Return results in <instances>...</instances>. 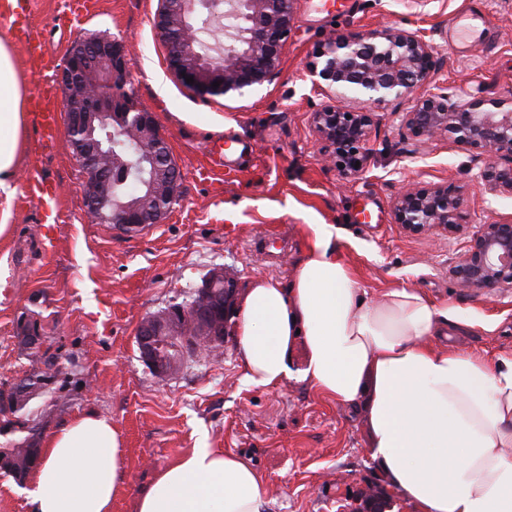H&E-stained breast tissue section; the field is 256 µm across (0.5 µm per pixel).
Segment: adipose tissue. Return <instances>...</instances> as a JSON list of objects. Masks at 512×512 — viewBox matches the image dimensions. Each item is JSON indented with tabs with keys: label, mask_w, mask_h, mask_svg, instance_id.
I'll return each mask as SVG.
<instances>
[{
	"label": "adipose tissue",
	"mask_w": 512,
	"mask_h": 512,
	"mask_svg": "<svg viewBox=\"0 0 512 512\" xmlns=\"http://www.w3.org/2000/svg\"><path fill=\"white\" fill-rule=\"evenodd\" d=\"M8 34H0V239L13 226L15 180L29 114ZM288 283L254 278L235 308L246 384L307 382L368 423L371 459L407 512H512V351L448 343L465 327L454 308L413 288L368 298L314 224ZM301 361H294V350ZM30 472L34 512H112L125 476L111 419L70 418L41 438ZM266 485L235 453L198 445L159 471L136 512H268Z\"/></svg>",
	"instance_id": "obj_1"
}]
</instances>
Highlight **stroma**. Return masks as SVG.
<instances>
[{"label": "stroma", "instance_id": "1", "mask_svg": "<svg viewBox=\"0 0 512 512\" xmlns=\"http://www.w3.org/2000/svg\"><path fill=\"white\" fill-rule=\"evenodd\" d=\"M159 0H19L13 54L27 90L58 86V74L79 38L100 33L127 54L137 102L154 113L180 170L177 200L164 223L129 234L86 217L85 175L67 138L38 140L30 113L27 145L13 205L7 286L0 290V380L40 367L25 345L36 327L59 358L58 391L34 402L52 431L74 415L111 418L123 438L124 486L112 512H135L138 492L155 474L199 444L249 460L268 486L270 512H362L366 489L386 494L387 512H405L370 459L363 415L291 379L266 390L243 382L232 336L223 347L188 358L160 377L140 357L136 335L148 314L185 300L215 267L236 290L266 276L288 281L305 255L309 227L333 224L336 244L363 288L379 298L392 288H417L493 331L458 333L454 347L493 355L512 350V293L469 296L449 266L468 237L412 236L393 216L408 186H463L471 223L512 222V196L488 194L478 178L484 158L448 140L414 147L392 116H383L364 171L342 176L324 160L312 114L330 99L307 72L314 51L337 33L388 27L417 30L438 50L434 79L472 99L512 90V0H350L339 15L322 0H294L293 31L272 83L244 96L204 99L166 66L153 19ZM477 39L466 48L458 25ZM43 44L28 56L22 32ZM250 143L240 171L215 166L226 140ZM55 182L56 203L41 207L37 179Z\"/></svg>", "mask_w": 512, "mask_h": 512}]
</instances>
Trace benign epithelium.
<instances>
[{
  "mask_svg": "<svg viewBox=\"0 0 512 512\" xmlns=\"http://www.w3.org/2000/svg\"><path fill=\"white\" fill-rule=\"evenodd\" d=\"M212 0H160L154 26L168 50V69L186 88L203 98L243 96L278 75L283 48L293 28V0H224L229 24L221 53L205 47L194 21ZM107 64L109 81L93 79L98 62ZM437 51L418 31L391 27L371 33L339 34L324 42L309 63L315 85L336 96L355 97L313 113L312 124L324 155L345 176L361 173L378 111L407 102L394 116L418 145L448 138L491 158L479 177L487 193L512 195V94L490 100L466 99L434 82ZM191 77L194 82H186ZM73 155L87 175L83 197L89 217H102L121 230L160 224L179 181L166 138L153 112L125 96L127 60L111 42L88 48L76 45L58 76ZM219 83L213 87V83ZM100 135L83 139V128ZM127 134L133 155L111 152L112 140ZM121 177H112V170ZM395 223L410 235L429 231L468 233L466 251L448 268L462 291L474 295L512 290V223L471 226L463 208L462 187L440 184L404 188L393 203ZM224 272L213 269L191 289L192 300L145 316L137 345L146 365L158 376L178 371L192 353L224 342V324L234 296Z\"/></svg>",
  "mask_w": 512,
  "mask_h": 512,
  "instance_id": "benign-epithelium-1",
  "label": "benign epithelium"
}]
</instances>
